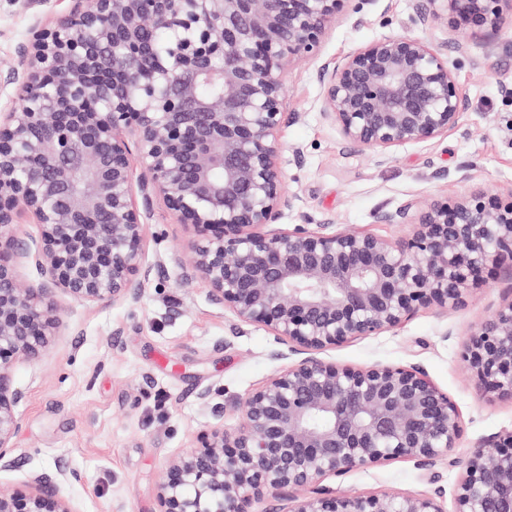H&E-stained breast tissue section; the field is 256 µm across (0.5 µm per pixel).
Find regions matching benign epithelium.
Wrapping results in <instances>:
<instances>
[{"mask_svg": "<svg viewBox=\"0 0 512 512\" xmlns=\"http://www.w3.org/2000/svg\"><path fill=\"white\" fill-rule=\"evenodd\" d=\"M346 0H95L31 28L20 52L19 105L0 116V468L13 465L21 393L11 373L58 328L53 290L82 302L138 301L144 204L160 196L197 243L184 280L245 325L265 328L293 358L239 402L227 432L214 427L171 460L159 512H251L288 492L286 512H446L440 493L364 495L328 477L409 459L432 466L462 437L454 402L417 366L363 367L322 351L399 327L422 308L465 304L484 272H512V191H472L445 203L381 209L379 224H409L389 240L277 221L279 134L292 63L318 55ZM512 0H428L416 22L448 25L460 53L500 30ZM161 29L167 44L148 34ZM456 62L408 35L373 40L321 65L324 115L343 136L384 157L455 128L466 102ZM209 84L215 92L203 96ZM142 172L134 176L131 155ZM32 211L36 247L15 219ZM33 255L48 279L29 288L9 257ZM462 362L478 390L512 401V295L474 327ZM453 512H512V433L482 439L454 461ZM64 474L0 487V512H70Z\"/></svg>", "mask_w": 512, "mask_h": 512, "instance_id": "7a95c632", "label": "benign epithelium"}]
</instances>
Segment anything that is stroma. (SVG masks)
<instances>
[{"instance_id":"stroma-1","label":"stroma","mask_w":512,"mask_h":512,"mask_svg":"<svg viewBox=\"0 0 512 512\" xmlns=\"http://www.w3.org/2000/svg\"><path fill=\"white\" fill-rule=\"evenodd\" d=\"M425 0H374L363 12L345 10L328 27L318 58L293 64L286 76L287 111L296 121L280 132L283 188L293 201L282 224H320L397 239L406 224H380V209L410 199L444 202L476 187L512 189V52L486 56V36L469 44L456 83L468 103L458 127L436 139L391 151L378 163L369 149L346 140L323 116V61L342 58L384 35L422 38L449 59L459 52L446 25H416ZM72 0H38L21 9L0 0V111L16 102L6 77L30 29L66 15ZM144 251L155 271L140 300L86 303L63 291L51 300L59 327L33 360L19 361L11 385L20 389L22 421L14 437L15 464L0 469V486L25 485L36 473H65L60 486L71 512H158L157 486L168 463L216 423L233 430L236 402L285 367L273 336L238 327L235 316L209 298L203 279L182 281L179 260L196 239L161 198L144 219ZM512 274L496 273L466 304L445 313L420 310L401 326L324 351V359L367 366L423 368L455 403L463 435L451 459L429 467L399 459L352 471L327 484L355 492L440 493L453 507L455 462L482 438L512 431V402L481 396L467 377L460 351L471 328L490 316ZM225 406L216 420L200 393Z\"/></svg>"}]
</instances>
